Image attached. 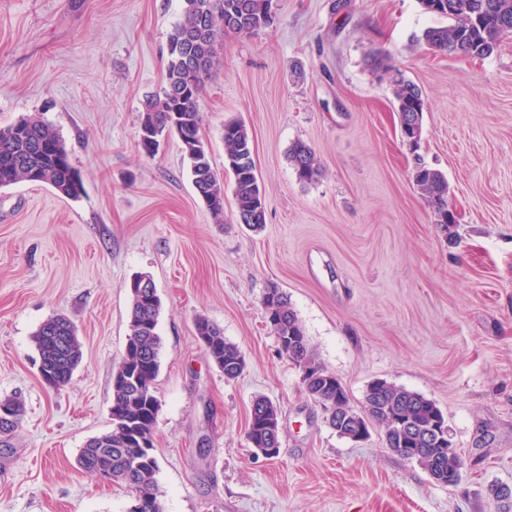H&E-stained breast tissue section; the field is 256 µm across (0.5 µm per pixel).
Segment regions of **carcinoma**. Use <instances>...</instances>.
I'll list each match as a JSON object with an SVG mask.
<instances>
[{"mask_svg":"<svg viewBox=\"0 0 512 512\" xmlns=\"http://www.w3.org/2000/svg\"><path fill=\"white\" fill-rule=\"evenodd\" d=\"M272 0H184L180 20L168 42L165 83L147 103L140 129L151 134L164 131L175 122L184 130L182 149L188 160L192 184L206 198L211 215L224 220V180L211 165L200 134V96L211 75L217 47L224 34L248 36L273 24ZM448 6L436 12L445 22L425 30L423 42L434 52L486 57L502 38L512 35V0H447ZM244 11V22L237 28L224 26L229 14ZM199 19L207 21L208 32H195ZM397 112L402 115L405 141L415 147L422 133L425 100L419 87L403 75L393 78ZM224 168L234 180V197L240 223L259 227L266 223L263 189L254 161L253 139L246 126L237 121L224 124ZM290 164L299 181L310 183L319 175L314 150L303 142L289 149ZM414 181L432 207L437 223H448L444 206L448 202L445 176L426 166L415 169ZM20 182H38L57 193L76 198L81 180L72 167L59 135L39 119H21L0 127V188ZM268 322L278 340L287 343L288 359L298 366L320 370L288 296L270 288L263 297ZM161 302L156 289L130 290L129 335L125 353L117 364L123 381L112 386V429L88 440L77 458L80 469L97 474L108 471L112 482L124 487L139 506L138 512H163L156 474L158 461L151 448H139L130 431L137 428L154 437L159 411L156 379L160 369L162 339L157 331ZM197 336L207 341L208 354L228 380L238 378L245 363L239 347L224 338V332L204 317L196 319ZM39 362L53 373L51 388L60 389L72 378L83 361V345L73 322L54 315L43 322L33 336ZM309 398L328 413V421L342 437L354 431L350 423L336 421L345 408L336 407V383L323 379H302ZM384 432L387 448L399 454L405 448L420 449L417 464L429 475L450 481L464 467L459 454H450L426 438L436 418L442 414L436 403L420 393L386 381L370 383L362 409ZM251 413L255 426L247 439L255 449L265 450L263 423L277 419V407L257 398ZM23 420V403L16 396L0 398V443L13 435Z\"/></svg>","mask_w":512,"mask_h":512,"instance_id":"carcinoma-1","label":"carcinoma"}]
</instances>
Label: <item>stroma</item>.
Instances as JSON below:
<instances>
[{
  "mask_svg": "<svg viewBox=\"0 0 512 512\" xmlns=\"http://www.w3.org/2000/svg\"><path fill=\"white\" fill-rule=\"evenodd\" d=\"M272 26L225 35L200 98L201 136L224 168V124L255 148L266 222L224 220L197 196L177 137L153 154L141 115L165 76L183 0H0V126L36 117L57 131L77 198L22 182L0 189V397L23 421L0 448V512H129L127 490L76 464L112 427V375L129 333V284L149 274L162 302L154 429L164 512H498L512 485V36L487 57L434 54L420 0H274ZM390 54L426 98L417 152L393 86L367 64ZM309 144L321 173L288 160ZM448 180L441 229L412 180ZM286 293L318 363L361 409L384 380L434 400L465 466L443 486L386 448L352 443L305 393L266 318ZM74 322L84 358L54 390L32 337ZM204 317L245 360L225 379L196 335ZM280 414L268 459L246 437L254 399ZM290 164L300 182L310 183L319 175V167L314 150L303 142H294L289 149Z\"/></svg>",
  "mask_w": 512,
  "mask_h": 512,
  "instance_id": "obj_1",
  "label": "stroma"
}]
</instances>
